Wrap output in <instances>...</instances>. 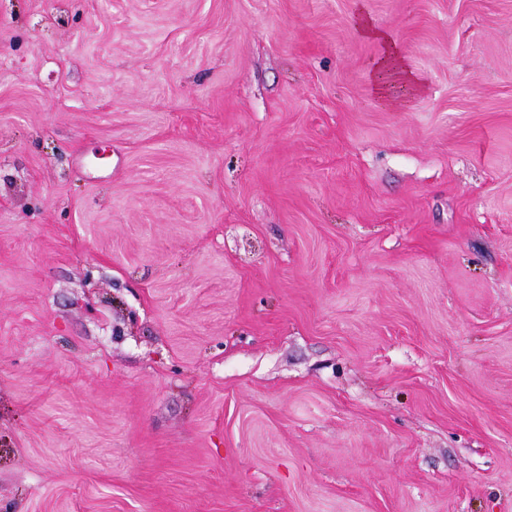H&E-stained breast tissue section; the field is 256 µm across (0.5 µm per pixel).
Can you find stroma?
<instances>
[{"label": "stroma", "mask_w": 512, "mask_h": 512, "mask_svg": "<svg viewBox=\"0 0 512 512\" xmlns=\"http://www.w3.org/2000/svg\"><path fill=\"white\" fill-rule=\"evenodd\" d=\"M0 512H512V0H0ZM356 26L362 35L379 41L383 46L382 54L372 71L375 91L391 107L399 106L402 101L392 95V87L406 86L411 93L418 94L422 86L418 79L406 69L404 56L391 38L378 29L372 20L362 11L355 18Z\"/></svg>", "instance_id": "35a3bbf8"}]
</instances>
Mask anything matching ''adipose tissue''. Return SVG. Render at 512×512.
I'll list each match as a JSON object with an SVG mask.
<instances>
[{
  "mask_svg": "<svg viewBox=\"0 0 512 512\" xmlns=\"http://www.w3.org/2000/svg\"><path fill=\"white\" fill-rule=\"evenodd\" d=\"M355 21L362 35L379 41L383 46L372 72V81L381 99L388 106H398L400 100L392 93V88L396 85L406 86L411 93H420V82L407 70L404 57L391 38L378 29L365 13H358Z\"/></svg>",
  "mask_w": 512,
  "mask_h": 512,
  "instance_id": "adipose-tissue-1",
  "label": "adipose tissue"
}]
</instances>
